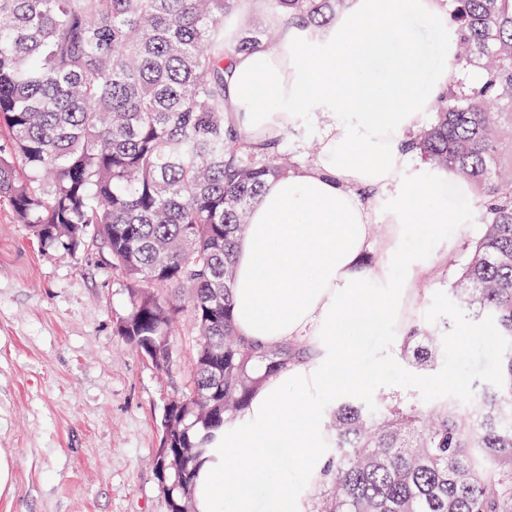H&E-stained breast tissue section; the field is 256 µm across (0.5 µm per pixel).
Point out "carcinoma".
<instances>
[{
  "label": "carcinoma",
  "instance_id": "1",
  "mask_svg": "<svg viewBox=\"0 0 512 512\" xmlns=\"http://www.w3.org/2000/svg\"><path fill=\"white\" fill-rule=\"evenodd\" d=\"M238 0H0V203L43 250L109 254L131 288L116 326L162 367L172 324L199 336L193 388L162 417L168 512L191 506L197 471L224 424L306 342L259 344L232 315L234 253L266 183L288 172L281 141L224 125L232 52L262 42ZM349 0H263L309 44ZM466 66L485 81L440 97L408 148L474 185L479 235L451 286L459 309L497 337L492 383L466 407L446 397H353L325 412L329 445L309 512H512V0H452ZM448 337L415 313L401 356L429 367Z\"/></svg>",
  "mask_w": 512,
  "mask_h": 512
}]
</instances>
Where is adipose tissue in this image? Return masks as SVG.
<instances>
[{"label": "adipose tissue", "instance_id": "ef3b65f1", "mask_svg": "<svg viewBox=\"0 0 512 512\" xmlns=\"http://www.w3.org/2000/svg\"><path fill=\"white\" fill-rule=\"evenodd\" d=\"M416 18L441 38L436 61L409 32ZM462 70L445 0H352L312 45L282 24L275 44L233 56L229 127L255 142L275 139L307 104L321 123L311 161L268 182L251 206L235 247L234 324L263 343L308 340L321 357L268 380L242 421L230 423L221 453L197 474L196 512H252L254 491L274 483L273 512H306L274 475L290 458L309 473L321 469L323 416L287 396L332 397L339 386L362 383L351 339L370 335L391 309L386 293L367 287L362 265L374 222L438 230L471 220L469 209L445 201L452 178L416 167L405 149L421 114Z\"/></svg>", "mask_w": 512, "mask_h": 512}]
</instances>
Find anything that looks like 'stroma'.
Wrapping results in <instances>:
<instances>
[{
	"mask_svg": "<svg viewBox=\"0 0 512 512\" xmlns=\"http://www.w3.org/2000/svg\"><path fill=\"white\" fill-rule=\"evenodd\" d=\"M478 230L475 221L448 224L437 241L414 224L401 236L427 270L419 310L447 327L448 349L434 369L408 367L398 355L401 325L385 319L354 340L368 380L352 394L423 403L449 395L465 405L473 384L489 383L492 341L449 295ZM131 299L107 253L44 251L0 207V512H167L153 460L164 406L192 384L197 338L182 320L168 366L157 368L116 334Z\"/></svg>",
	"mask_w": 512,
	"mask_h": 512,
	"instance_id": "1",
	"label": "stroma"
}]
</instances>
